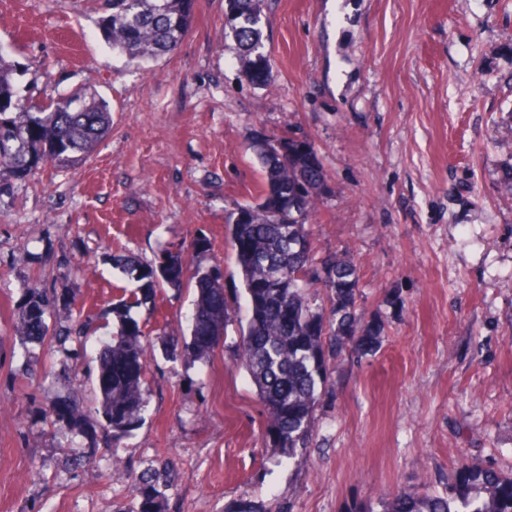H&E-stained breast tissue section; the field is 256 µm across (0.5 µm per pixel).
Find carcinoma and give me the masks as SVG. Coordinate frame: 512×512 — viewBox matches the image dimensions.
<instances>
[{
	"label": "carcinoma",
	"mask_w": 512,
	"mask_h": 512,
	"mask_svg": "<svg viewBox=\"0 0 512 512\" xmlns=\"http://www.w3.org/2000/svg\"><path fill=\"white\" fill-rule=\"evenodd\" d=\"M224 41L233 44L243 72L254 84L267 80L264 51V0H226ZM100 28L112 51L146 64L173 53L189 31L195 11L188 0H106ZM24 68L0 50V196L51 164L67 170L92 157L112 130V112L94 93L73 90L48 94L30 108L20 105ZM262 185L255 204L238 206L225 221L240 270L248 307L240 329L237 366L243 368L268 414L272 448L291 456L313 445V416L322 399L330 357H340L352 341L373 348L376 331L356 313L360 275L351 263L317 258L310 232L320 198L328 192L323 167L305 140L264 137L254 141ZM116 267L137 273L138 285L112 304L118 331L103 343L97 357V428L104 446L141 419L146 399V350L152 342L129 316L135 305L156 302L164 286L194 284L195 308L187 336L161 338L165 353L178 348L197 359L214 351L233 319L220 268L191 269L190 256L161 250L145 270L115 256ZM327 290L331 319L312 311L307 291ZM59 302L57 291L33 292L20 308L15 335L21 347L41 343L49 332L46 314ZM89 323L76 319L59 335L63 343L82 344ZM43 419L67 422L83 435L88 422L72 404ZM137 512H158L161 492L153 477L136 485ZM381 512H512V473L461 462L445 495L398 493L382 503Z\"/></svg>",
	"instance_id": "obj_1"
}]
</instances>
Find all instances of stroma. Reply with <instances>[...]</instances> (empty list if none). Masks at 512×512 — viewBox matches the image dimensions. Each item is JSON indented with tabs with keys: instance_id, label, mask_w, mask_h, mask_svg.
<instances>
[{
	"instance_id": "35a3bbf8",
	"label": "stroma",
	"mask_w": 512,
	"mask_h": 512,
	"mask_svg": "<svg viewBox=\"0 0 512 512\" xmlns=\"http://www.w3.org/2000/svg\"><path fill=\"white\" fill-rule=\"evenodd\" d=\"M226 0H197L168 56L137 68L99 28L104 0H0V46L27 67L26 100L85 89L112 131L87 162L47 168L0 197V512H133L153 473L161 512H345L399 492H444L459 462L512 470V0H266L265 84L224 45ZM261 135L307 140L327 176L312 236L360 271L367 352L329 360L316 444L268 445L267 414L236 368L239 320L209 357L149 355L146 411L114 457L79 466L45 426L61 400L94 417L99 342L131 276L161 246L240 286L225 218L257 202ZM210 247L194 248L198 237ZM67 283L49 325L82 310L80 358L48 340L24 376L14 321L30 292ZM194 293L132 309L151 337L185 333Z\"/></svg>"
}]
</instances>
